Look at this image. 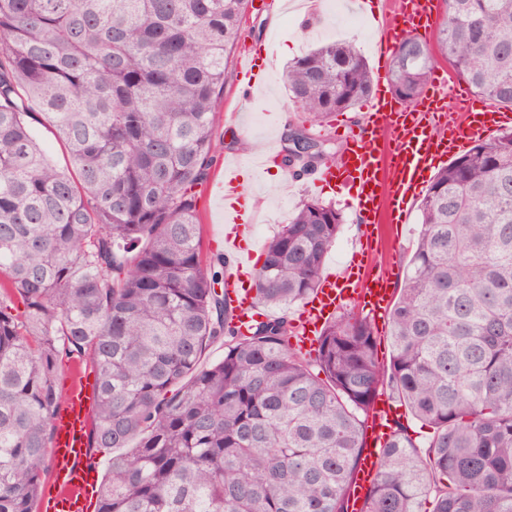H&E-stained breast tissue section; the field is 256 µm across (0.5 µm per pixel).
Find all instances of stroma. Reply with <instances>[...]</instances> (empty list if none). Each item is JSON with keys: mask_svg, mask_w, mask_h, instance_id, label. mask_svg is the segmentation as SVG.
I'll use <instances>...</instances> for the list:
<instances>
[{"mask_svg": "<svg viewBox=\"0 0 512 512\" xmlns=\"http://www.w3.org/2000/svg\"><path fill=\"white\" fill-rule=\"evenodd\" d=\"M285 0H252L243 20L239 51L264 46L268 49L267 83L261 93L249 88L236 65H229L224 80V95L217 109L214 137L222 145L212 162L208 178L197 187V210L203 226L204 253L212 255L214 242L223 230V202L217 194V184L224 177V161L240 158L249 162L252 157L267 151H280L281 136L286 125L296 116L288 110V91L282 72L288 62L304 55L315 44L328 41H353L360 47L372 69H379L375 53L378 25L361 7L353 11L335 10L331 0H311L301 10L284 9ZM248 136L252 148L239 152L235 143ZM248 188L253 196L256 214L261 223L253 225L251 233L256 249H263L282 224L287 223L300 202L318 198L334 202L343 209L347 221L326 260V269L338 271L362 235L364 225L357 221L353 210L347 209L343 186L314 188L308 176L286 177L278 180L272 171L262 179H254L251 170H244ZM375 229L381 247L375 256L377 263L387 265L394 281H402L412 257L417 237L418 210L410 208L402 224L388 223L384 214H377Z\"/></svg>", "mask_w": 512, "mask_h": 512, "instance_id": "stroma-1", "label": "stroma"}]
</instances>
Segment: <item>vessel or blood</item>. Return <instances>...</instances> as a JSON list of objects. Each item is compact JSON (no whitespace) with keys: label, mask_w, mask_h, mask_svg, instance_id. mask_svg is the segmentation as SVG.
I'll list each match as a JSON object with an SVG mask.
<instances>
[{"label":"vessel or blood","mask_w":512,"mask_h":512,"mask_svg":"<svg viewBox=\"0 0 512 512\" xmlns=\"http://www.w3.org/2000/svg\"><path fill=\"white\" fill-rule=\"evenodd\" d=\"M401 28L387 27L375 44L379 61H388L394 45L423 36L442 12L433 0H399ZM512 124V114L471 95L466 85L447 73H432L423 94L412 103L397 99L387 83L373 88L362 128L347 131L348 148L339 165L318 168L312 179L319 186L340 182L349 189V205L364 220L385 211L389 223H405L409 203L425 176L441 157L467 149L485 134ZM224 196L223 247L230 260L224 267V291L237 307L239 326L258 318L260 309L250 296L254 268L244 238L251 229L252 195L233 165L220 185ZM394 295L385 266L349 257L341 273L322 277L303 307L297 336L300 347H312L325 324L344 304H360L371 315L386 312ZM96 391L81 374H74L68 399L51 418L53 477L41 493L43 512H87L92 471L86 463L90 411ZM393 406L382 399L370 417L371 433L349 489L350 512H360L379 468V448L390 435Z\"/></svg>","instance_id":"1"}]
</instances>
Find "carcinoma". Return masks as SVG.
<instances>
[{
  "label": "carcinoma",
  "mask_w": 512,
  "mask_h": 512,
  "mask_svg": "<svg viewBox=\"0 0 512 512\" xmlns=\"http://www.w3.org/2000/svg\"><path fill=\"white\" fill-rule=\"evenodd\" d=\"M446 2L439 51L511 110L512 0ZM246 4L0 0V512H33L66 360L96 372L88 447L129 449L112 457L97 512H348L384 389L434 433L422 457L396 423L360 512H512V128L455 156L423 196L387 312L389 365L353 312L326 323L315 357L292 345L288 312L344 224L317 199L256 272V302L279 314L242 330L215 290L223 254L203 260L195 188L218 149ZM429 50L413 37L392 56L401 100L423 91ZM376 79L352 42L288 62V99L310 128L288 125L283 169L335 162L333 117ZM216 343L224 356L204 363ZM32 125L37 132L40 143L49 151L54 163L60 168L69 167V157L66 150L54 139L49 129L44 124L37 122Z\"/></svg>",
  "instance_id": "1"
}]
</instances>
